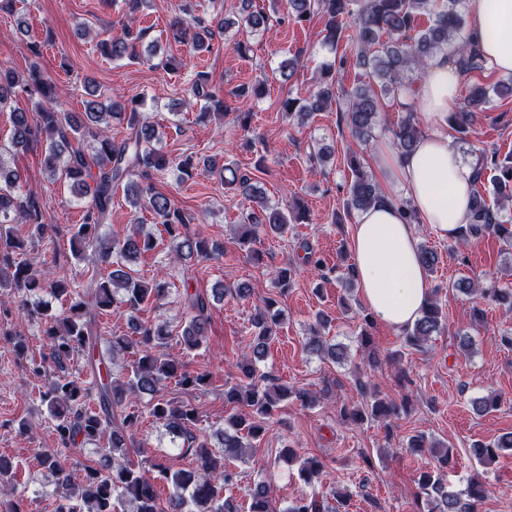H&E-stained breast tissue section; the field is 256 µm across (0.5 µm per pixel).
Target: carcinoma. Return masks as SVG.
Listing matches in <instances>:
<instances>
[{
    "mask_svg": "<svg viewBox=\"0 0 512 512\" xmlns=\"http://www.w3.org/2000/svg\"><path fill=\"white\" fill-rule=\"evenodd\" d=\"M127 5L130 23L124 25L122 34L96 43L100 54L112 61L143 59L139 48L144 34L132 27L142 0H127ZM317 13L327 17L322 44L334 51L345 30L353 27L349 40L357 48L354 66L361 72L356 74L354 86L347 90L338 78L345 57L325 63L315 91L308 98L288 96L282 101V112L290 122H302L336 105L351 135L366 143L381 121L385 98L399 86L418 83L427 61L435 56L448 55V61L463 74L486 70L485 59L467 34L468 20L462 0H443L436 10L432 9V0H286L287 21L303 22ZM427 13L432 18L424 27L420 16ZM219 25L226 29L237 26L253 32L265 31L269 17L251 10V0H240L236 14L222 18ZM167 29L174 41L189 40L198 53L210 50L212 32L198 23H189L181 11L170 16ZM84 91L88 96L83 101L84 111L68 112L60 108V93L38 69L19 78L12 69L0 66V108L19 96L36 99L39 106V122L35 125L25 112L11 113L12 144L26 147L45 137L44 167L54 180L66 183L76 197L86 200L80 223L69 228L72 256L80 261L91 251L100 264L112 268L105 276L92 277L85 286L74 279H50L38 274L29 251L32 243L47 237L51 225L45 223L39 200L18 191L21 174L0 160V271L5 273L0 286L6 288L8 296L31 319L44 326V352L38 359L25 355L24 336L12 333L10 341L22 370L44 378L39 399L46 406L59 449L40 454V463L53 476L54 512H236L232 499L222 493L238 484L240 474L228 467L226 461L243 457L246 449L253 447V442L265 431L264 421L274 417L284 398L293 395L306 405L314 401V396L307 390L293 391L274 384L258 373L268 341L282 322V311L272 298L251 319L253 342L250 356L239 365L240 383L224 391L231 413L224 428L216 432L220 440L218 449H213L210 434L198 427L196 408L161 394L165 383L171 380L187 389L206 384V376L188 370L185 358L203 345L208 304L200 295H187L191 315L176 338L167 322L140 320L144 308L164 300L168 289L158 279L146 280L136 275L126 262L155 250L158 240L138 222L123 234L111 236L104 220L111 209L112 192L122 185L134 208L144 207L153 213L180 259L212 258L219 246L206 237L185 234L184 211L167 194L156 190L152 182V178L159 179L172 168L189 176L199 162L192 155L170 160L158 152L155 143L160 141L162 131L142 117V100L121 96L104 99L91 82L84 83ZM191 92L200 102V119L219 120L230 112L224 94L209 86L206 73H196ZM492 92L512 96V79L501 80L491 88H469L450 118V128L462 137L467 135L478 115L486 111ZM264 93V83L257 81L250 88L237 89L234 98L244 105ZM404 109L405 117L390 129L393 146L401 155L413 152L421 137L413 108L406 104ZM113 118L126 120L129 129L118 142L107 134L109 120ZM100 124L103 128L98 133L97 146L85 151L80 145L82 132ZM207 166L224 182L225 188L255 203L239 225L237 244L244 247L253 243L261 229L277 236L288 233V214L269 204L265 188L255 174L232 170L227 177L226 167L212 160ZM348 167L351 180L346 189V210H365L380 197V187L358 153L349 155ZM488 169L494 171L489 190L484 186ZM473 182L467 221L460 225L455 241L466 244L491 232L511 248L512 224L499 219L494 205L512 200V159L501 161L495 153L482 154L473 166ZM16 221L29 226V237L14 233L12 224ZM419 256L427 272L436 271L439 256L434 248L425 243L419 245ZM451 288L512 311V288H484L466 277L453 282ZM42 292L64 302L65 308L59 313L52 311L49 302L39 298ZM111 310L121 312L129 329L110 341L112 352L127 356V365L119 375L112 372L108 353L98 350L101 330L96 318ZM446 324L447 312L434 291L414 325L402 332L403 344L421 350ZM329 325L327 318H319L318 327L305 339L304 350L340 364L347 359V351L324 338L322 331ZM373 325L374 318L363 315L359 339L370 363L377 362L370 336ZM76 354L86 357L93 374L83 378L63 370V364ZM356 384L362 403L341 409L343 417L358 422L397 413L394 403L367 391L362 380H356ZM132 395H146L149 401L141 406L130 399ZM116 409L122 416L119 427L112 426ZM147 417L161 422L169 434L182 440L180 447L193 451L194 469L173 470L161 463L147 469L130 461L129 449L134 447V438ZM78 441L95 445L99 455L95 465L83 466L80 479L64 453ZM440 447L442 444L429 441L423 434L412 436L408 444L409 452L417 454ZM510 450L512 433H507L491 443L475 445L473 453L483 463ZM452 463L453 454L447 448L436 467L419 474L418 489L429 512H479L486 494L484 483L472 477L465 488H451L445 473ZM322 467L318 458H305L298 468L299 477L310 483ZM159 482L170 486L164 500L157 493ZM18 486L17 466L0 461V493L14 494ZM247 497L249 512H333L332 506L316 496L299 497L280 510L272 501L271 487L265 480L248 486Z\"/></svg>",
    "mask_w": 512,
    "mask_h": 512,
    "instance_id": "carcinoma-1",
    "label": "carcinoma"
}]
</instances>
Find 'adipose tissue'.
Segmentation results:
<instances>
[{"label":"adipose tissue","instance_id":"1","mask_svg":"<svg viewBox=\"0 0 512 512\" xmlns=\"http://www.w3.org/2000/svg\"><path fill=\"white\" fill-rule=\"evenodd\" d=\"M468 33L489 70L512 73V0H467ZM461 74L446 55L429 62L415 98L429 126L416 149L399 155L380 145L379 175L388 192L358 212L350 247L363 304L395 331L411 327L430 294L418 255L416 227L428 224L454 238L464 224L473 189L472 168L450 139ZM411 206L403 208L400 198Z\"/></svg>","mask_w":512,"mask_h":512}]
</instances>
